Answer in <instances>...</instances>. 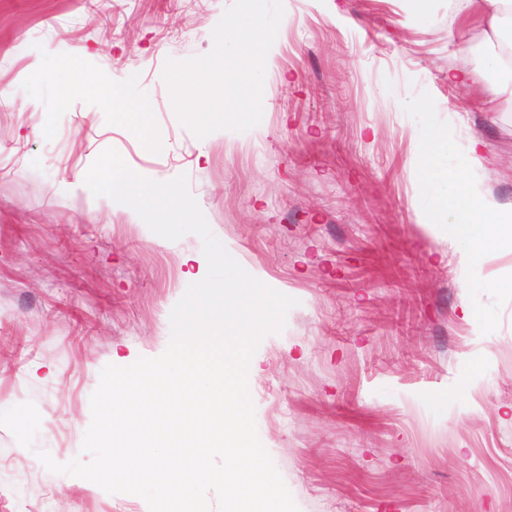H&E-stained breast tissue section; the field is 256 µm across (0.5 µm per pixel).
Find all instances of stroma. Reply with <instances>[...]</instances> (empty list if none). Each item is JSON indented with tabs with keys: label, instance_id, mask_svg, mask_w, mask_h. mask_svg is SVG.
I'll use <instances>...</instances> for the list:
<instances>
[{
	"label": "stroma",
	"instance_id": "35a3bbf8",
	"mask_svg": "<svg viewBox=\"0 0 512 512\" xmlns=\"http://www.w3.org/2000/svg\"><path fill=\"white\" fill-rule=\"evenodd\" d=\"M231 0H0V512H149L144 499L55 474L82 457L102 369L160 356L170 313L207 265L188 234H153L85 175L106 148L135 173L186 175L213 234L297 298L249 374L259 439L299 512H512V301L466 321L458 243L418 223L420 93L459 146L485 143V189L512 204V110L461 0H284L262 119L197 138L163 78L211 51ZM467 62L466 84L448 81ZM89 76L63 95L53 75ZM108 84L121 98L107 102ZM145 104L148 130L129 119ZM469 390L459 394L460 377ZM487 103L490 105L505 104L512 108V75L511 69L507 77L497 80L487 89Z\"/></svg>",
	"mask_w": 512,
	"mask_h": 512
}]
</instances>
